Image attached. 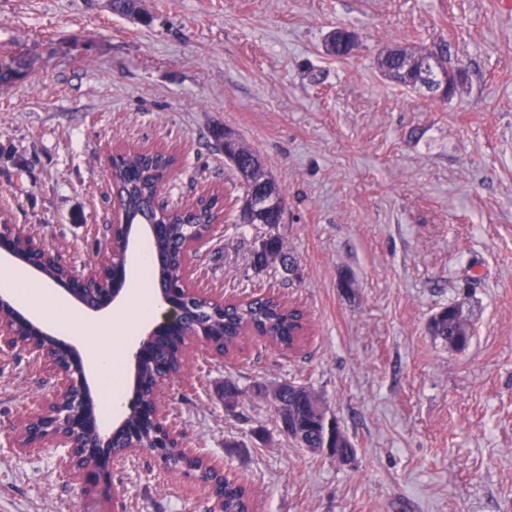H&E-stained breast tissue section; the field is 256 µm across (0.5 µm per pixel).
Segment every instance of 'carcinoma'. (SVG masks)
<instances>
[{"mask_svg": "<svg viewBox=\"0 0 512 512\" xmlns=\"http://www.w3.org/2000/svg\"><path fill=\"white\" fill-rule=\"evenodd\" d=\"M378 66L386 76L405 86L418 84L435 91L448 79L447 68L436 60L433 54L412 53L395 48L385 58L378 60ZM238 165L235 166L247 185L248 191L254 188L264 190L268 197L275 200L283 198L279 186L262 169L253 178L246 176L248 169L256 161L255 155L242 144H237ZM177 158L162 149H132L119 153L112 159V181L119 185L117 202L132 224L142 218L167 225L166 235L158 242L165 256L164 268L152 270V277L165 278L167 287L184 288V267L186 256L181 250L184 241L202 235L208 225L218 221L223 209V201L213 196L211 204L201 207L197 213L187 215L181 209H167L158 203L159 189L168 178ZM266 230L260 235L261 248L254 254L259 266L269 264L285 265L296 263L295 257L288 251L284 235L279 231L275 213H269L263 219ZM190 323L196 325L205 336L224 342L227 349L237 345L242 334L254 332L268 341L283 347L295 345L298 329L301 327L302 313L286 306L274 295H267L247 301H226L220 306L215 302L194 299L186 308ZM465 322L463 309L448 305L437 312L429 321L432 336L451 347L466 348L472 335H460L461 324ZM183 336H168L151 343L154 358L139 364V377L145 390H150L157 382L162 370L178 371V345ZM282 401L287 411L273 406L276 417L280 419L281 431L289 438L297 439V431L304 433L306 447H320L322 425L316 419L311 398L315 394L308 388L285 382L282 384ZM224 512H249V500L246 488L241 484L224 482Z\"/></svg>", "mask_w": 512, "mask_h": 512, "instance_id": "carcinoma-1", "label": "carcinoma"}]
</instances>
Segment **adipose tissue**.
Segmentation results:
<instances>
[{"mask_svg": "<svg viewBox=\"0 0 512 512\" xmlns=\"http://www.w3.org/2000/svg\"><path fill=\"white\" fill-rule=\"evenodd\" d=\"M0 289L12 294L16 301L37 319L46 315L44 299H52L56 321L74 336L90 337L86 357L92 364L100 382L108 386L107 396L112 410H119L122 398L125 350L136 329L147 323L155 314L148 299L146 282L136 279L124 305L107 320L87 324L61 297L53 296L49 285L34 281L18 269L0 272ZM112 337V345L102 344V337Z\"/></svg>", "mask_w": 512, "mask_h": 512, "instance_id": "obj_1", "label": "adipose tissue"}]
</instances>
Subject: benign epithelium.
Wrapping results in <instances>:
<instances>
[{
	"instance_id": "1",
	"label": "benign epithelium",
	"mask_w": 512,
	"mask_h": 512,
	"mask_svg": "<svg viewBox=\"0 0 512 512\" xmlns=\"http://www.w3.org/2000/svg\"><path fill=\"white\" fill-rule=\"evenodd\" d=\"M274 206L275 202L268 200L263 193H251L242 204L241 220L256 224L259 216ZM10 228L11 231L6 232L4 226L0 225V254L17 258L33 270L42 272V265L54 257V253L16 225L12 224ZM127 276L126 253L121 252L112 259V264L95 263L81 274H68L57 281V285L86 309L97 312L112 305L124 290ZM159 292L166 311L136 348L133 356L136 365L148 357L147 343L152 337L178 330L183 324L184 310L179 291L161 288ZM1 308L9 309L12 318L0 321V351L20 350L28 353L43 363L57 380L53 397L23 419L17 438L18 448L27 451L48 446L62 448V468L85 488L109 483L112 467L123 460V457L112 454V446L116 440L124 439L125 423H120L105 437L96 435L90 445L79 440L75 431L95 413V404L85 383L82 357L66 340L47 332L14 308L12 302L2 295ZM149 418L160 434L174 442L175 453L190 459L196 457L193 449L183 446L179 434L167 422L157 390L154 391ZM93 448L96 449L95 460L86 467L80 466L82 461L88 459ZM323 450L341 461L352 455L348 440L329 418L326 419Z\"/></svg>"
}]
</instances>
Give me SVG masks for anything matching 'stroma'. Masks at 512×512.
Returning <instances> with one entry per match:
<instances>
[{
	"label": "stroma",
	"mask_w": 512,
	"mask_h": 512,
	"mask_svg": "<svg viewBox=\"0 0 512 512\" xmlns=\"http://www.w3.org/2000/svg\"><path fill=\"white\" fill-rule=\"evenodd\" d=\"M339 27L358 36L343 58L326 51ZM395 46L446 47L453 93L383 76ZM0 63L18 71L0 83V216L83 272L110 238L112 148H163L179 162L161 201L224 199L186 260L189 287L303 310L295 350L250 336L216 359L194 338L160 389L181 441L245 484L252 512H512V12L500 0H135L127 16L112 0H0ZM216 126L283 191L295 275L255 268L264 227L233 221L245 185ZM455 302L471 319L462 351L427 328ZM283 381L325 403L350 461L280 431L266 391ZM54 389L39 361L0 353V512H217L197 480L145 452L88 490L60 449L18 452L21 420Z\"/></svg>",
	"instance_id": "35a3bbf8"
}]
</instances>
